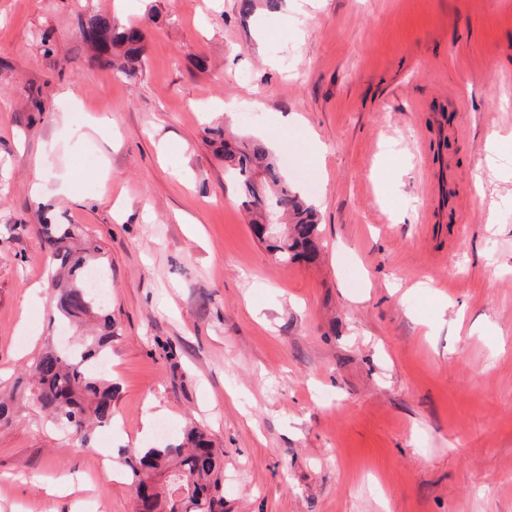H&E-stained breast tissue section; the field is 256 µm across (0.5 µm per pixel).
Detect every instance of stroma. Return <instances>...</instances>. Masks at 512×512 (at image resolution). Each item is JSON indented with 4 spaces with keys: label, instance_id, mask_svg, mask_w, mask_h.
I'll list each match as a JSON object with an SVG mask.
<instances>
[{
    "label": "stroma",
    "instance_id": "stroma-1",
    "mask_svg": "<svg viewBox=\"0 0 512 512\" xmlns=\"http://www.w3.org/2000/svg\"><path fill=\"white\" fill-rule=\"evenodd\" d=\"M284 8L0 0V512H132L127 452L190 422L224 512H512V177L485 164L512 139V0ZM90 12L144 30L137 80ZM208 126L275 147L315 261L254 235ZM47 220L108 270L115 422L86 443L29 396L61 330Z\"/></svg>",
    "mask_w": 512,
    "mask_h": 512
}]
</instances>
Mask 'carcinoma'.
<instances>
[{
    "mask_svg": "<svg viewBox=\"0 0 512 512\" xmlns=\"http://www.w3.org/2000/svg\"><path fill=\"white\" fill-rule=\"evenodd\" d=\"M79 32L118 74L138 76L145 44L137 25L92 12L81 17ZM204 133L220 145L224 166L241 189L242 206L252 216V229L264 224L265 207L281 203L286 233L267 238L269 253L284 263L315 259L320 253L316 210L288 187L267 143L251 139L232 146L221 127ZM42 235L55 269L50 282L55 311L73 324L90 321L92 328L74 349L49 346L38 355L28 367L30 395L55 422L86 441L91 430L110 425L114 417L112 380L92 369V361L112 349L114 322L88 283L91 265L73 245L74 225L45 224ZM126 466L136 494L134 512H224V452L197 426L182 429L172 441L134 451Z\"/></svg>",
    "mask_w": 512,
    "mask_h": 512,
    "instance_id": "cac0c4a2",
    "label": "carcinoma"
}]
</instances>
